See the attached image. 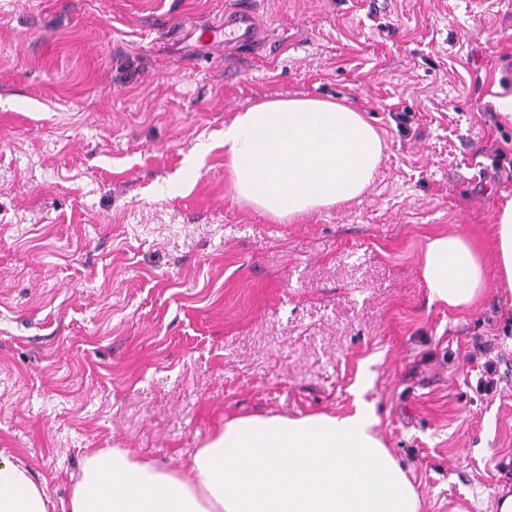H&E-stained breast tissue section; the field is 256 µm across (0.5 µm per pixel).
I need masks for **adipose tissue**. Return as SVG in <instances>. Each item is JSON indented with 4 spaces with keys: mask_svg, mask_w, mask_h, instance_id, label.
<instances>
[{
    "mask_svg": "<svg viewBox=\"0 0 512 512\" xmlns=\"http://www.w3.org/2000/svg\"><path fill=\"white\" fill-rule=\"evenodd\" d=\"M384 148L362 112L325 99L260 101L224 125L236 197L281 224L359 199ZM494 252L491 273L464 236L431 238L421 266L430 301L468 309L491 281L512 289V200L495 226ZM375 424L362 407L342 416L234 417L195 449L186 474L98 448L59 503L27 467L0 457V512H420Z\"/></svg>",
    "mask_w": 512,
    "mask_h": 512,
    "instance_id": "obj_1",
    "label": "adipose tissue"
}]
</instances>
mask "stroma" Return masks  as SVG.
<instances>
[{
  "label": "stroma",
  "instance_id": "1",
  "mask_svg": "<svg viewBox=\"0 0 512 512\" xmlns=\"http://www.w3.org/2000/svg\"><path fill=\"white\" fill-rule=\"evenodd\" d=\"M0 0V456L64 499L94 448L182 472L225 419L369 408L422 512L512 483V291L431 302L429 237L494 260L512 199V0ZM346 101L385 143L358 200L277 224L224 124ZM496 385L479 387L486 357ZM229 2L231 7L224 9V24H212L205 29L204 34L210 37L222 33L224 42H247L252 37L251 23L255 18L256 0H230Z\"/></svg>",
  "mask_w": 512,
  "mask_h": 512
}]
</instances>
